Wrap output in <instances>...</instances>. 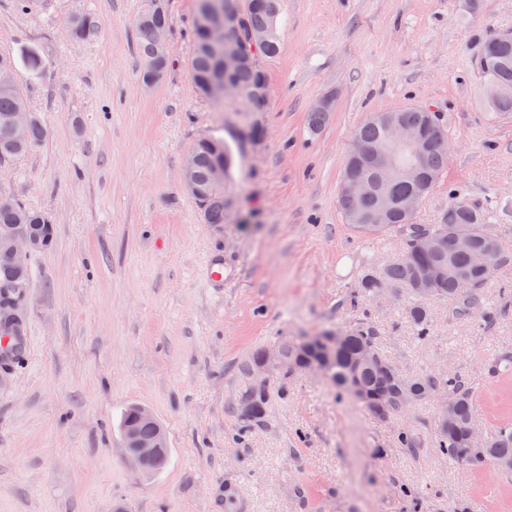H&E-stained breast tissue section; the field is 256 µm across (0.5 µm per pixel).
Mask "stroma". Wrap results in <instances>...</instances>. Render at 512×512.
I'll return each mask as SVG.
<instances>
[{
    "label": "stroma",
    "mask_w": 512,
    "mask_h": 512,
    "mask_svg": "<svg viewBox=\"0 0 512 512\" xmlns=\"http://www.w3.org/2000/svg\"><path fill=\"white\" fill-rule=\"evenodd\" d=\"M142 0H0V51L39 52L14 80L45 140L0 175V194L42 211L54 244L33 254L23 305L27 355L0 377V512H512V483L491 466H458L432 444L410 453L399 433L433 435L431 401L388 422L318 372L264 382L266 416L243 429L235 409L257 384L249 365L279 338L335 332L370 315L384 352L410 374L448 364L475 394L483 434L512 421L505 385L485 366L512 347V114L491 117L475 59L488 32L512 30V0H284L280 52L264 61L266 111L223 112L189 68L195 0H168L170 69L140 78L134 20ZM94 14L98 36L67 34ZM334 107L317 132L315 101ZM426 106L448 131V166L414 221L435 224L456 193L490 211L507 258L483 289L493 322L432 300L426 340L394 293L355 301L367 264L400 248L352 231L339 208L355 129L373 111ZM263 130L225 192L235 210L208 224L182 185L185 155L237 121ZM234 272L207 287V256ZM149 408L170 448L138 477L121 415Z\"/></svg>",
    "instance_id": "1"
}]
</instances>
